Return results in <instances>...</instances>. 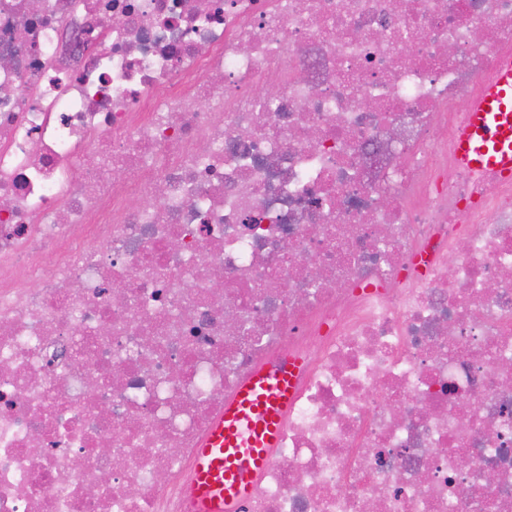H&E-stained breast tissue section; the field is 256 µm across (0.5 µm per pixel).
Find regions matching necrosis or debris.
<instances>
[{
	"mask_svg": "<svg viewBox=\"0 0 512 512\" xmlns=\"http://www.w3.org/2000/svg\"><path fill=\"white\" fill-rule=\"evenodd\" d=\"M506 50L512 0H0V512H191L290 360L242 512H512V183L451 155ZM290 364L256 370L227 403L195 452L190 492L194 512H239L253 479L278 442L283 417L295 395Z\"/></svg>",
	"mask_w": 512,
	"mask_h": 512,
	"instance_id": "necrosis-or-debris-1",
	"label": "necrosis or debris"
}]
</instances>
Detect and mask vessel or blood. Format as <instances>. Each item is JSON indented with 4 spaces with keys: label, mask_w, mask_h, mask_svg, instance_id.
Returning a JSON list of instances; mask_svg holds the SVG:
<instances>
[{
    "label": "vessel or blood",
    "mask_w": 512,
    "mask_h": 512,
    "mask_svg": "<svg viewBox=\"0 0 512 512\" xmlns=\"http://www.w3.org/2000/svg\"><path fill=\"white\" fill-rule=\"evenodd\" d=\"M454 160L477 175L512 178L511 52L498 55L491 79L469 104L455 132ZM294 376L288 364L261 367L227 403L195 452L193 512H240L278 442Z\"/></svg>",
    "instance_id": "1"
}]
</instances>
